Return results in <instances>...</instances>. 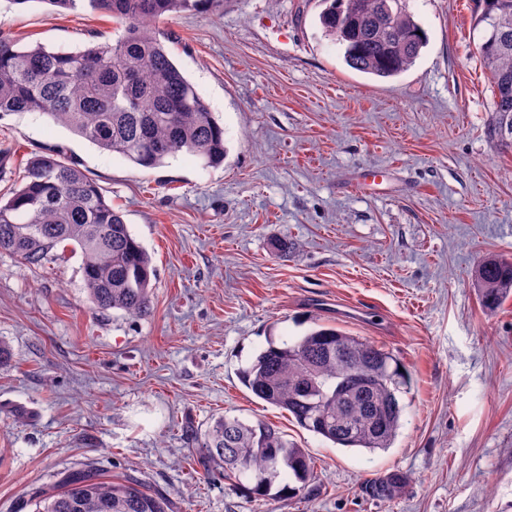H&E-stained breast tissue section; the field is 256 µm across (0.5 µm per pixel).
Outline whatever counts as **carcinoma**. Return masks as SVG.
I'll list each match as a JSON object with an SVG mask.
<instances>
[{
  "instance_id": "cac0c4a2",
  "label": "carcinoma",
  "mask_w": 512,
  "mask_h": 512,
  "mask_svg": "<svg viewBox=\"0 0 512 512\" xmlns=\"http://www.w3.org/2000/svg\"><path fill=\"white\" fill-rule=\"evenodd\" d=\"M112 17L119 35L82 50L20 46L0 36V117L38 113L101 151L154 169L187 153L207 166L224 161V127L175 64L156 27L163 17L215 7L219 0H86ZM325 36L344 46L346 63L378 78L412 67L425 44L406 0H324ZM474 20L482 29L478 54L493 91L489 137L512 127V0H481ZM67 243L80 250L84 289L98 312L132 317L151 312L154 268L130 233L121 211L59 149L27 159L22 183L0 198V253L42 268ZM482 305L492 310L512 296V262L491 259L475 275ZM391 352L333 326L269 343L242 370L244 385L291 416L301 428L342 448L369 453L391 447L404 411L398 393L407 385ZM208 462L222 476L245 481L269 496L309 489L314 465L306 449L277 426L222 415L203 434ZM408 483L400 470L379 473L361 488L378 502L396 498ZM167 499L133 479L113 481L92 462L67 472L42 496L37 512H167Z\"/></svg>"
}]
</instances>
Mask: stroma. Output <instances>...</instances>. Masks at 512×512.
<instances>
[{
  "instance_id": "obj_1",
  "label": "stroma",
  "mask_w": 512,
  "mask_h": 512,
  "mask_svg": "<svg viewBox=\"0 0 512 512\" xmlns=\"http://www.w3.org/2000/svg\"><path fill=\"white\" fill-rule=\"evenodd\" d=\"M427 37L382 79L325 37L321 0H221L159 21L224 126L227 156L145 169L34 113L0 118L12 162L60 147L122 212L155 268L149 316L90 309L80 252L30 268L0 254V512L94 461L161 492L169 512H512V298L482 308L474 276L512 258V148L488 128L475 0H407ZM111 18L0 0V36L82 49ZM288 242L277 254L275 240ZM319 324L410 373L392 448H339L240 380L269 341ZM272 423L306 448L312 495L260 497L207 478L194 435L212 417ZM410 481L380 503L374 474ZM408 483V476L400 470L376 474L367 479L361 488L364 496L378 502H388L396 498Z\"/></svg>"
}]
</instances>
